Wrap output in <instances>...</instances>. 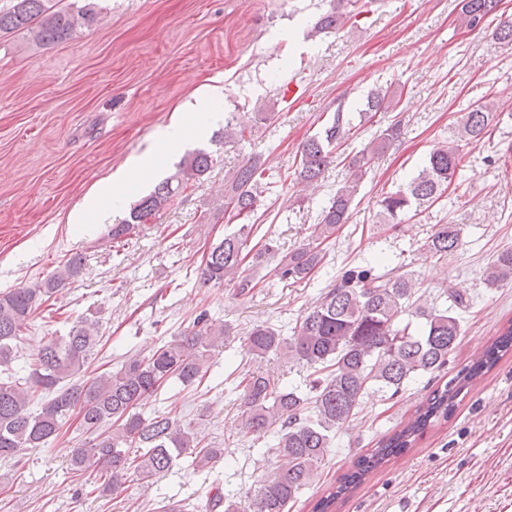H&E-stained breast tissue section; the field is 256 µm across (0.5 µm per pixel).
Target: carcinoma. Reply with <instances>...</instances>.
Listing matches in <instances>:
<instances>
[{"label":"carcinoma","mask_w":512,"mask_h":512,"mask_svg":"<svg viewBox=\"0 0 512 512\" xmlns=\"http://www.w3.org/2000/svg\"><path fill=\"white\" fill-rule=\"evenodd\" d=\"M49 2L13 0L11 7L0 9V33L22 32L29 43L41 48L58 44L77 29L97 22L98 12L91 4L55 10ZM368 5L367 0H331L313 32H343L354 26ZM498 5L499 0H458V19L469 30L480 29ZM397 105L395 91L379 85L367 93L360 121L370 122L381 112L394 111ZM495 119L496 113L488 106H471L458 126V140H482L490 134ZM235 121L233 115L224 118L226 142L245 136L246 128ZM355 128L352 113L337 106L332 119L299 148L296 182L308 186L324 178L336 149L353 137ZM402 132L401 120L396 117L378 127L353 157L350 181L336 190L312 225V243L287 253L269 241L257 250L248 244L258 230V225L248 220L255 216L261 194L267 190L266 167L258 156L243 160L230 173L224 193V214L243 224L212 247L197 268L199 282L204 286L230 285L238 295H247L255 284L246 262L258 267L271 259L275 265L270 273L282 282L311 278L326 258L322 243L349 220L357 183L376 158L399 142ZM461 161L459 145L437 144L406 186L380 200L379 223L396 224L410 208L431 206L452 183ZM212 164L211 154L203 149L189 153L173 174L133 205L127 218L112 225L111 239H129L139 225L161 214L173 197L198 181ZM459 243L456 225L440 224L426 246L432 255L445 259ZM82 265V257L74 256L47 278L0 293V457L45 447L76 414L87 431L99 436L90 447L76 450L72 470L100 473L98 492L107 496L118 492L128 471L150 478L171 469L185 449L198 448L195 423L181 424L169 412L146 417L136 408L170 379L184 386L202 382L213 355L224 347L228 330L214 324L202 311L189 330L149 354L132 355L119 369L86 379L84 374L98 342L97 323L86 318L76 322L66 335L48 339L31 358L28 374L17 376L10 371L14 349L37 303L65 287ZM484 281L490 287L512 282V250L497 256L486 269ZM418 291V280L407 272L390 269L378 274L370 265L357 266L346 270L301 317L292 335L284 336L264 323L248 331L253 355L282 356L310 370L307 396L280 385L269 374L248 371L240 381L243 429L260 437L272 435L271 448L281 460L278 471L264 479L256 491L251 512H288V504L324 464L332 434L349 422L368 390L389 391L394 396L415 376L439 370L448 362V354L462 333L461 320L453 310L465 306L467 300L463 293L449 288L446 293L451 305L440 311L421 302ZM408 310L421 321L417 335L401 325V317ZM511 350L512 324L479 359L459 370L444 388L435 389L412 421L359 459L344 484L319 502V512H329L336 499L366 473L410 447L431 423L448 417L472 380ZM108 425L112 426L110 432L104 430ZM221 455L218 448H199L194 466L211 469ZM221 507L224 512H238L236 503L225 501L222 484L216 480L208 509L215 512Z\"/></svg>","instance_id":"1"}]
</instances>
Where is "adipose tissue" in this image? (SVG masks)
Listing matches in <instances>:
<instances>
[{"mask_svg":"<svg viewBox=\"0 0 512 512\" xmlns=\"http://www.w3.org/2000/svg\"><path fill=\"white\" fill-rule=\"evenodd\" d=\"M224 93L217 86L206 87L179 109L178 116L160 133L157 150L134 158L122 170L108 176L89 194L78 217L82 224H100L118 209L125 190L141 188L156 180L171 156L189 141L205 138L224 119Z\"/></svg>","mask_w":512,"mask_h":512,"instance_id":"1","label":"adipose tissue"}]
</instances>
